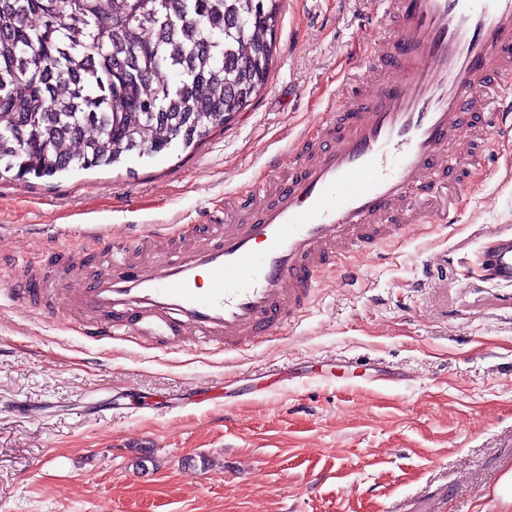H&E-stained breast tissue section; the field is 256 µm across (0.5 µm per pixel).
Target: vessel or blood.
Listing matches in <instances>:
<instances>
[{"label":"vessel or blood","mask_w":512,"mask_h":512,"mask_svg":"<svg viewBox=\"0 0 512 512\" xmlns=\"http://www.w3.org/2000/svg\"><path fill=\"white\" fill-rule=\"evenodd\" d=\"M394 37L374 43L363 90L294 137L287 175L277 160L249 196L224 200L194 234L155 230L110 237L107 260L71 249L63 262L21 268L11 288L22 308L84 318L97 339L195 338L231 351L279 335L305 311L323 276L357 280L347 261L400 241L426 214L417 192L447 187L448 152L467 165L512 142V0H375ZM494 279L512 283V235L487 244Z\"/></svg>","instance_id":"obj_1"}]
</instances>
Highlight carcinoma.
<instances>
[{
  "label": "carcinoma",
  "instance_id": "carcinoma-1",
  "mask_svg": "<svg viewBox=\"0 0 512 512\" xmlns=\"http://www.w3.org/2000/svg\"><path fill=\"white\" fill-rule=\"evenodd\" d=\"M282 2L0 0L4 171L200 144L265 89Z\"/></svg>",
  "mask_w": 512,
  "mask_h": 512
}]
</instances>
